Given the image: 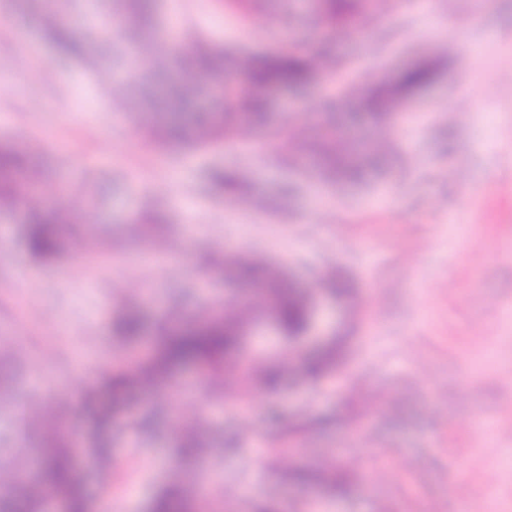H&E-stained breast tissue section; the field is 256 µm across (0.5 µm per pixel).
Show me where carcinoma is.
<instances>
[{"instance_id": "obj_1", "label": "carcinoma", "mask_w": 512, "mask_h": 512, "mask_svg": "<svg viewBox=\"0 0 512 512\" xmlns=\"http://www.w3.org/2000/svg\"><path fill=\"white\" fill-rule=\"evenodd\" d=\"M155 9L156 0H111L108 19L119 17L120 33L128 35L139 48L138 32L152 22ZM316 9L340 33L351 27L371 26L377 19L371 0H316ZM43 25L63 58L83 60L79 36L51 16L43 17ZM448 59L461 71L467 68L464 57L450 58L445 42L437 56L403 68L395 79L380 78L367 93L354 80L344 83L341 91L356 102L361 119L376 126H389L397 119L395 110L399 103L431 85L440 65ZM175 65L186 80L167 87L156 97L157 105L164 110L175 111L186 105L194 93L190 78L198 71L224 75L231 89L223 117L191 127L154 125L152 140L161 147H203L218 139L246 140L253 130L267 124L270 92L301 90L319 72L337 75L348 68V63L327 53L292 51L244 57L226 55L221 48L203 44L177 58ZM135 80L133 76L118 85L113 101L138 114L142 102L133 88ZM269 137L288 151L291 160L302 154L312 155L324 184L337 190L362 179L377 156L395 150L394 142L385 135L370 144L356 143L333 120L323 121L311 139L306 137L298 118L272 128ZM41 176L37 156L31 149L9 142L0 144V212L23 208L28 249L42 259L51 260L69 250L68 226L77 223V216L44 206L35 191V183ZM224 273L229 279L251 286L250 295L245 299L234 296L191 316L173 309L158 327V342L151 356L135 364L116 366L99 384L85 391L83 410L93 429L86 451L102 473L107 475L112 470V427L128 396L141 390L162 391L186 367L194 366L205 372L214 388L228 397L247 392L270 394L281 372L287 369L310 378H320L335 370L344 349V336L333 337L302 359L296 358L290 348L278 356H248L239 364L229 361V357L241 350L248 333L267 324L288 344L299 342L311 328L315 296L348 293L338 270H326L318 281V289L306 292L288 280L285 269L266 251L242 254L231 247L224 251ZM116 332L126 339L141 334L140 317L129 298L119 304ZM23 424L32 433H43L42 459L32 473L27 467L26 449L15 448L8 464H0V512H45L51 499L64 501L68 512H91L84 486L75 472L72 433L62 416H46L41 400L32 397L26 404ZM305 431L304 426L284 425L276 446L269 449L270 454L275 457H286L290 452L298 454V449L288 448V440ZM206 432L207 424L202 418L187 424L179 445L181 456L193 458L204 454L206 449L201 446V438ZM288 478L333 494H343L348 489V481L327 460L319 466L290 461ZM208 504L209 499L199 494L194 479L183 473L158 492L149 512H206Z\"/></svg>"}]
</instances>
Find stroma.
Returning a JSON list of instances; mask_svg holds the SVG:
<instances>
[{"mask_svg": "<svg viewBox=\"0 0 512 512\" xmlns=\"http://www.w3.org/2000/svg\"><path fill=\"white\" fill-rule=\"evenodd\" d=\"M58 21L73 29L97 70L62 59L39 14L46 0H0V142L36 148L46 169L40 192L49 209L79 216V232L109 250L90 262L70 252L32 256L21 212L0 213V339L20 358L14 404L0 415V446L35 449L19 422L31 395L47 413L60 399L79 402L98 381L83 357L108 365L142 359L172 307L193 314L223 300L224 244L262 249L300 287L335 265L353 283L360 307L322 301L318 334H347L334 375L307 381L284 374L272 398L228 402L193 367L171 399L140 392L112 432V472L86 458L77 473L91 503L132 500L147 512L174 476L181 420L205 414L208 453L181 469L216 472L237 490L232 512L276 503L290 512H512V0H403L387 14L392 37L339 35L310 0H272L242 17L222 0H159L143 39L170 58L195 39L239 56L330 50L366 83L434 56L441 20L468 23L457 42L474 64L446 65L410 100L394 131L397 148L364 183L320 188L314 169L288 159L266 130L251 143L188 149L169 156L150 137V114L101 111L113 80L135 65L145 93L165 84L131 61L120 33L101 26L107 0H57ZM197 92L172 123L190 126L224 111L225 81L194 77ZM319 76L304 90L273 92L272 124L309 109L332 108L354 138L380 129L353 119L354 104ZM244 170L251 191L273 201L256 214L236 194H216L215 170ZM192 213H185L182 202ZM161 204L168 254L157 258L132 231ZM140 295L143 330L112 334L116 302ZM323 420L305 436L307 460L335 457L352 474L348 494L333 496L284 481L258 449L279 435L278 419Z\"/></svg>", "mask_w": 512, "mask_h": 512, "instance_id": "1", "label": "stroma"}]
</instances>
